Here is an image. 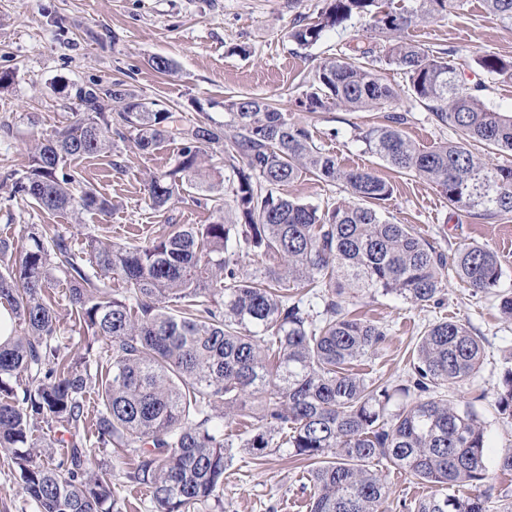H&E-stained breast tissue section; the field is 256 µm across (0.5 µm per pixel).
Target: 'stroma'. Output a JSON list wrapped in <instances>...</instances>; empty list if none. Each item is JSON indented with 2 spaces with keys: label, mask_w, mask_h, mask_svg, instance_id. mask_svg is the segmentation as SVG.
<instances>
[{
  "label": "stroma",
  "mask_w": 512,
  "mask_h": 512,
  "mask_svg": "<svg viewBox=\"0 0 512 512\" xmlns=\"http://www.w3.org/2000/svg\"><path fill=\"white\" fill-rule=\"evenodd\" d=\"M323 0H0V70L13 78L0 88V238L16 239L32 225L47 224L70 237L75 250L97 235L109 242L141 245L172 224L237 223L231 186L235 179L225 159L214 162L210 181L224 187V207L202 204L192 189L167 209H155L147 177L174 166L180 148L171 135L152 153L132 141H116L111 153L68 161L84 184L112 202L109 214L47 213L31 203L10 199L12 182L27 169L35 144L65 125L77 105L74 89L92 82L120 80L140 97L180 112L184 121L212 117L227 121L224 102L256 97L272 103L295 123L309 128L316 146L335 155L345 168L374 172L394 186L386 215L421 237L454 253L463 242L485 245L499 255L503 276L497 294L472 291L455 273L444 279L439 307H419L391 296H357L349 301L361 317L382 326V349L366 357L358 372L403 381L412 348L425 326L448 317L466 321L484 346L476 376L452 390L453 398L485 393L475 409L484 427L488 455L487 512H512V471L501 470L499 457L512 448V420L497 412L502 359L512 353V322L498 309V294L512 293V218L483 219L450 209L441 190L422 179L391 169L357 140L359 131L385 123L386 110L303 112L296 105L316 66L342 57L363 40L368 21L352 17L327 31L317 45L303 49L289 37L293 28L314 20ZM408 38L440 52L452 49L467 84L484 82L491 105L512 112V79L483 78L478 56L494 53L512 60V28L489 13L484 0H463L448 16L414 27ZM172 60L173 73L149 65L153 57ZM397 112L407 114L403 130L417 145L429 148L456 139V132L435 121L425 105L408 99ZM283 196L323 206L345 198L340 186L305 173L281 187ZM49 293L56 311V334L71 346L86 333L72 314L63 274H56ZM132 455L95 452L92 467L112 472L114 495L122 512H154L148 488L125 478ZM312 489L304 462L286 451L255 460L245 449L233 451L224 471L221 507L202 512H307ZM0 512H37L17 471L0 450Z\"/></svg>",
  "instance_id": "obj_1"
}]
</instances>
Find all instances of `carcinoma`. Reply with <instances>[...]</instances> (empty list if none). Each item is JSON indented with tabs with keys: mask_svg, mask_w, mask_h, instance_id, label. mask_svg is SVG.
I'll return each mask as SVG.
<instances>
[{
	"mask_svg": "<svg viewBox=\"0 0 512 512\" xmlns=\"http://www.w3.org/2000/svg\"><path fill=\"white\" fill-rule=\"evenodd\" d=\"M512 26V0H484ZM462 0H327L316 20L293 29L301 47L354 15L370 20L368 43L316 67L298 101L308 112L383 108L407 98L423 103L458 139L422 149L405 136L407 116L358 135L366 150L400 173L439 187L448 206L471 216L512 214V166L493 165L488 149L512 152V113L490 106L458 72L453 50L433 55L405 37L411 26L460 7ZM492 77L512 79V60L475 59ZM397 69L405 84L388 83ZM67 125L37 145L11 196L52 212L106 214L112 202L67 169V161L112 151V137L131 136L150 152L177 133L173 168L149 179L162 208L186 187L215 185L206 173L229 138L236 173L232 192L241 222L182 224L144 245L69 238L32 226L0 239V305L12 334L0 343V448L39 512H120L111 473L93 470L94 445L133 453L128 482L147 487L155 512H195L221 503L231 448L253 456L277 452L308 462L310 512H385L391 490L379 466L415 477L427 493L407 512H486L484 428L474 402L445 398L473 378L483 359L480 337L461 320L440 319L413 350L407 383L354 372L385 340L377 324L347 307L357 292L440 304L448 267L476 292L499 287L498 254L464 243L453 256L409 225L386 219L391 183L347 169L317 147L310 131L261 98L224 101L225 123L180 117L146 101L123 82L75 90ZM308 171L345 187L350 200L324 208L276 194ZM265 258L249 270L242 258ZM66 276L69 301L91 339L72 350L55 338L51 276ZM125 288L114 292L109 280ZM314 289L315 301L288 288ZM101 341L105 350L93 352ZM96 367H91V364ZM495 407L512 420V354L504 359ZM100 396L86 435L85 397ZM249 421L235 441L224 424ZM68 434L59 462H38L41 425Z\"/></svg>",
	"mask_w": 512,
	"mask_h": 512,
	"instance_id": "1",
	"label": "carcinoma"
}]
</instances>
